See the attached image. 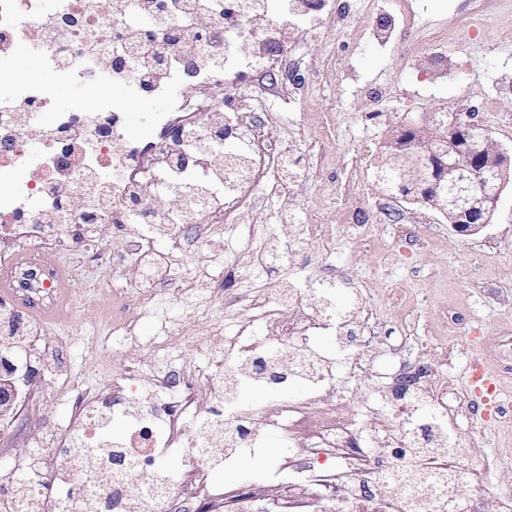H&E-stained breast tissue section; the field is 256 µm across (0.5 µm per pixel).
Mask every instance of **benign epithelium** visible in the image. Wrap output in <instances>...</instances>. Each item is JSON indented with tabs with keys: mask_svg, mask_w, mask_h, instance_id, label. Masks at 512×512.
I'll return each mask as SVG.
<instances>
[{
	"mask_svg": "<svg viewBox=\"0 0 512 512\" xmlns=\"http://www.w3.org/2000/svg\"><path fill=\"white\" fill-rule=\"evenodd\" d=\"M468 112H429L406 124L391 153L390 169L422 205L441 214L462 235L478 233L497 210L512 153L488 137ZM16 369L0 359V416L20 394Z\"/></svg>",
	"mask_w": 512,
	"mask_h": 512,
	"instance_id": "obj_1",
	"label": "benign epithelium"
}]
</instances>
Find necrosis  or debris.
Returning a JSON list of instances; mask_svg holds the SVG:
<instances>
[{
	"instance_id": "4bbe7bcc",
	"label": "necrosis or debris",
	"mask_w": 512,
	"mask_h": 512,
	"mask_svg": "<svg viewBox=\"0 0 512 512\" xmlns=\"http://www.w3.org/2000/svg\"><path fill=\"white\" fill-rule=\"evenodd\" d=\"M38 2L0 0V60L27 53L40 67L0 92V259L12 273L13 288L21 299L56 308L64 283L105 261L87 250L72 259L74 244L108 230L124 238L128 257L143 270L138 284L115 286V297L143 310L160 295L182 301L195 280L182 276L172 250L157 249V241L189 246L208 239L216 226L233 231L238 210L252 203L270 177L285 185L303 177L290 162L289 146L276 145L277 125L269 113H225L194 96L218 79L235 92L237 76L280 67L287 28L274 22L254 33L253 15L241 0H228L226 15L216 0H184L210 24L205 45L189 52L177 16L159 20L150 40L136 25L134 11H150L152 0H118L108 12L99 11L96 0H54L48 12ZM250 36L265 53L236 58L235 43ZM86 41L105 44L108 62L82 56L77 47ZM148 41L153 64L143 70L134 60ZM60 84L97 88L94 111L59 104ZM115 86L123 88L124 99L112 98ZM174 86L181 98L146 118L152 135L143 137L141 127L127 120L128 101L144 91L164 98ZM16 104L26 106L37 125L20 129ZM227 141L237 143L239 153L214 161L213 145ZM33 142L40 146L35 154L29 151ZM25 165L35 167L38 177H21ZM162 189L173 195L167 211L152 205ZM74 200L80 210L71 209ZM333 236L329 224L299 225L294 239L270 238L260 262L274 272L276 260H287L306 240L327 245ZM49 253L57 257L50 266L43 261ZM308 278V287L282 282L262 299L216 289L225 315L247 309L252 320L266 323L267 335H253L249 322L240 323L224 339L223 359L184 374H157L147 387L126 357L132 322L113 323L112 338L102 345L119 364L110 393L90 396L78 380H64L74 394L72 424L17 462L25 478L7 512H252L258 504L264 512H446L451 505L457 512H479L481 471L461 465L453 433L459 413L471 406L470 393L457 387L454 374L430 350L422 368L403 358L398 344L390 346L389 359L376 362L372 353L383 338L370 304L359 296L350 310L336 313L320 295L335 283L326 263L312 264ZM286 309L293 319H282ZM323 333L334 335V350L315 347ZM274 342L287 346V353L271 352ZM341 378L377 380L371 407L386 412L379 427L365 429L339 413ZM299 381L306 390L297 399L257 407L238 400L244 384L285 388ZM134 393L142 396L135 406L129 403ZM205 403L222 406V413L201 418L189 430L188 416ZM115 416L127 421L123 436L102 439ZM259 416L287 434L289 447L302 449V456L290 458L287 476L274 482L230 478L214 484V444L222 443L229 457L261 448L265 436L253 426ZM173 453L185 462L170 475L158 463ZM134 482L139 492L132 498L127 487ZM53 486L72 493L53 500Z\"/></svg>"
}]
</instances>
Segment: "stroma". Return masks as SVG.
Wrapping results in <instances>:
<instances>
[{
  "mask_svg": "<svg viewBox=\"0 0 512 512\" xmlns=\"http://www.w3.org/2000/svg\"><path fill=\"white\" fill-rule=\"evenodd\" d=\"M409 2L420 30L411 54L397 46L404 25L397 0H332L316 19L289 18L288 73L242 76L232 97L220 83L204 92L214 109L248 113L257 107L254 89L263 90L267 111L274 113L282 137L294 143L306 174L280 190L277 202L301 223L334 225L331 248L310 240L271 276L251 267L264 234L286 240L296 232L294 225L275 223L262 197L236 215L238 224L261 234L251 254L240 256L235 275L224 273L220 231L202 247L184 251L182 265L193 268L199 253H208L216 286L255 295L271 292L281 280L303 282L310 258L325 257L376 307L387 335L411 328L406 355L430 348L435 336L470 338L469 350L455 355L458 386L466 387L467 362L475 354L503 393L512 395V182L489 224L466 236L430 208L395 197L376 178L377 167L387 161L385 143L406 120L438 108L473 114L495 143L512 148V0L479 21L468 39L458 29L465 0ZM348 187L361 204L344 200ZM355 224L375 225L372 245L352 235ZM402 224L412 233V247L397 235ZM71 292L76 306L53 324L46 350L19 359L20 381L41 380L46 395L25 404L7 447H0V503L23 478L13 460L29 456L42 434L70 422L71 397L59 392L58 379L78 377L85 389L99 393L112 385V367L94 349L112 302L89 295L81 276L74 278ZM452 314L457 317L453 328L448 325ZM234 329V318L219 304L201 301L190 310L163 302L157 316L141 318L140 339L130 345L129 357L138 361L148 383L158 372L222 358L224 335ZM257 425L265 430L264 451L217 466L216 481L285 468L283 434L267 430L265 420ZM456 437L462 463L492 461L480 506L482 512H499L500 498L512 495V454L505 452L512 446V407L482 422L460 418Z\"/></svg>",
  "mask_w": 512,
  "mask_h": 512,
  "instance_id": "stroma-1",
  "label": "stroma"
}]
</instances>
